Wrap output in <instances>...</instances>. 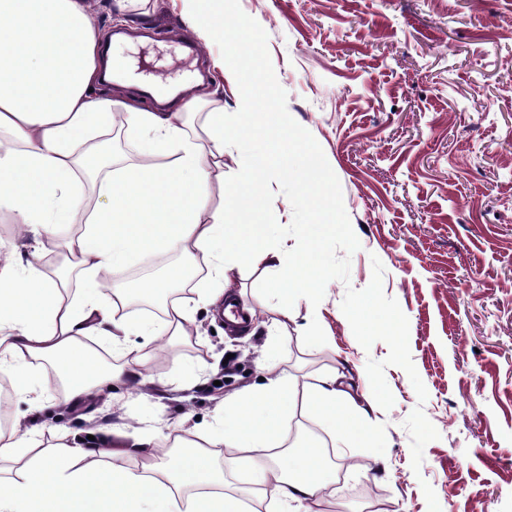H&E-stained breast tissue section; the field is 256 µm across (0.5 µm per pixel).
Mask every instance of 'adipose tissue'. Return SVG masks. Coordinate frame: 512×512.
<instances>
[{
    "instance_id": "obj_1",
    "label": "adipose tissue",
    "mask_w": 512,
    "mask_h": 512,
    "mask_svg": "<svg viewBox=\"0 0 512 512\" xmlns=\"http://www.w3.org/2000/svg\"><path fill=\"white\" fill-rule=\"evenodd\" d=\"M100 43L88 0H0V211L10 214L15 238L36 251L44 246L51 219L80 225L65 247L78 258L89 286L73 303L61 294L65 280L44 275L17 251H6L0 262V366H8L14 391L29 394L37 413L52 403L29 360L52 366L62 382L59 405H87L113 383L130 390L146 383L145 361L128 345L129 336H174L190 321L189 305L179 300L166 305L157 324L127 320L99 303L101 273L121 277L133 255L177 252L202 259L216 282L203 296L210 305L235 300L232 280L243 267H263L273 288L262 309L274 326L287 317L289 287L300 278L288 262L287 234L275 245L261 243V209H253L249 225L237 222L246 186L274 161V152L241 166L222 206H211L208 194L209 181L224 177L227 151L241 148L247 138L287 141V130L272 131L256 118L250 99L231 120L222 104L201 94L173 112L96 94L106 76L121 75L122 86L131 85L122 61L101 56ZM198 111L205 119L196 137L186 130V116ZM117 112L137 135L147 162L108 171L98 188L106 204L91 210L72 189L81 161L93 158L96 138ZM91 334L111 342L125 369L113 370L82 345ZM309 405L341 439H359L356 426L364 412L343 376L321 379ZM292 406L288 374L267 365L264 383L225 395L219 429L177 445L172 466L138 471L122 460L152 447V440L137 437L109 452L98 441L65 437L45 447L39 428L16 421L10 435L0 434V462L19 465L13 477L0 479V512H247L245 500L226 493L213 451L270 447ZM259 475L281 505L297 502L305 512H315L336 479L312 442L292 444L262 463Z\"/></svg>"
}]
</instances>
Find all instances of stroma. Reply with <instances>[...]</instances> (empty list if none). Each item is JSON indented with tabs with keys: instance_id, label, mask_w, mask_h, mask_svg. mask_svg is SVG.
<instances>
[{
	"instance_id": "obj_1",
	"label": "stroma",
	"mask_w": 512,
	"mask_h": 512,
	"mask_svg": "<svg viewBox=\"0 0 512 512\" xmlns=\"http://www.w3.org/2000/svg\"><path fill=\"white\" fill-rule=\"evenodd\" d=\"M267 34V49L287 110L321 146L337 176L360 248L348 282L325 291L322 340L300 334L308 305L290 301L279 329L253 336L229 330L198 300L209 287L206 265L175 253L134 257L127 282L190 266L185 289L194 318L163 352L129 337L154 384L123 394L110 408L108 446L138 435L197 437L215 424L226 392L258 382L259 360L273 359L294 384L295 408L282 434L330 426L307 407L319 378L341 373L361 397L368 360L389 347L363 348L341 311L347 288L364 289L372 262L384 267L383 290L409 320L412 361L427 392L418 401L407 373L385 369L390 410L367 409L374 444L336 449L345 462L319 512H428L429 483L441 512H512V0H240ZM115 0L95 14L104 32L136 36L124 49L144 82L179 83L200 74L195 92L213 93L225 112L240 91L214 62L218 45L192 28L183 0H152L148 15L114 23ZM197 59L180 52L183 41ZM422 408L440 434L411 465L404 422ZM249 448H220L216 463L228 491L256 512L271 505L256 484Z\"/></svg>"
}]
</instances>
